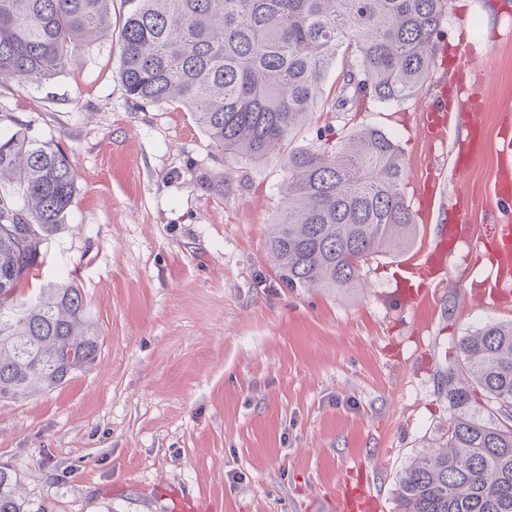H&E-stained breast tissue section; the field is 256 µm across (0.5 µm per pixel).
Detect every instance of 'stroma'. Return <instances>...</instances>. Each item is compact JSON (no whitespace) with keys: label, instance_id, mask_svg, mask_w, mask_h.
<instances>
[{"label":"stroma","instance_id":"stroma-1","mask_svg":"<svg viewBox=\"0 0 512 512\" xmlns=\"http://www.w3.org/2000/svg\"><path fill=\"white\" fill-rule=\"evenodd\" d=\"M432 77L401 103L328 121L398 143L413 197L450 170L464 112L428 148L425 105L449 107L459 62L485 70V145L449 179L447 206L484 223L497 170L499 103L512 95V0H451ZM120 40L78 48L43 82L0 86V114L58 143L76 176L72 206L25 293L70 278L100 330L95 362L59 388L0 401V466L29 512H336L346 483L373 485L397 512L399 479L448 438L443 371L455 341L512 320V298L472 299L484 276L469 241L449 251L432 322L401 306L398 254L372 261L366 289L288 288L267 260L287 170L225 157L174 104L143 109L117 75Z\"/></svg>","mask_w":512,"mask_h":512}]
</instances>
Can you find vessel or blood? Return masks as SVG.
I'll use <instances>...</instances> for the list:
<instances>
[{
    "instance_id": "vessel-or-blood-1",
    "label": "vessel or blood",
    "mask_w": 512,
    "mask_h": 512,
    "mask_svg": "<svg viewBox=\"0 0 512 512\" xmlns=\"http://www.w3.org/2000/svg\"><path fill=\"white\" fill-rule=\"evenodd\" d=\"M481 78V71L471 67L461 68L458 74L457 92L469 97L471 104L468 114L470 137L465 148L456 155L454 171L458 174L469 169L483 142L484 102L471 95L473 86ZM442 193L441 178L432 171L420 182L415 200L421 208L431 210L440 205ZM490 196L498 202L512 200V132L506 130L500 136L498 168ZM462 235L473 242L476 251L486 252L495 266L492 277L482 283L481 301H498L502 294L512 290V224L502 222L463 228L458 217L452 216L447 223L439 225L432 244L421 247L397 266V282L410 302L431 309L436 307V286L443 281L444 257Z\"/></svg>"
}]
</instances>
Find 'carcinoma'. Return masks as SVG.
I'll return each instance as SVG.
<instances>
[{"label":"carcinoma","instance_id":"cac0c4a2","mask_svg":"<svg viewBox=\"0 0 512 512\" xmlns=\"http://www.w3.org/2000/svg\"><path fill=\"white\" fill-rule=\"evenodd\" d=\"M113 0H0V85L57 75L69 50L112 34ZM119 79L136 106L177 104L224 156L285 153V206L268 256L288 288L366 287L376 258L416 232L399 145L364 127L325 124L286 147L319 112L365 100L400 103L430 78L449 0H121ZM353 60L336 93L324 82ZM0 399L49 392L97 356L99 336L70 281L26 295L76 193L66 153L22 129L0 132ZM445 386L456 399L445 446L406 467L400 512H512V321L460 337ZM480 402L483 420L470 413ZM0 512H27L0 467Z\"/></svg>","mask_w":512,"mask_h":512}]
</instances>
